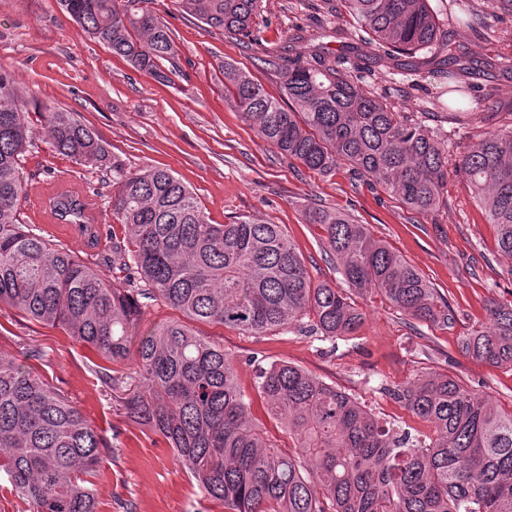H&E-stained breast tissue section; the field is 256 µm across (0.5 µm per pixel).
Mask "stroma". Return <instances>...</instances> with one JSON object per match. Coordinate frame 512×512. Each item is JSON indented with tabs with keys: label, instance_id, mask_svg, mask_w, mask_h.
I'll list each match as a JSON object with an SVG mask.
<instances>
[{
	"label": "stroma",
	"instance_id": "1",
	"mask_svg": "<svg viewBox=\"0 0 512 512\" xmlns=\"http://www.w3.org/2000/svg\"><path fill=\"white\" fill-rule=\"evenodd\" d=\"M179 2L152 5L167 21L177 50L178 72L161 82L90 40L58 0H0V67L14 76L30 122L39 123L46 105L74 113L125 168L171 171L196 193L210 223L256 214L281 225L312 275L338 287L342 276L305 213L312 207L345 211L426 277L456 315L452 326L431 325L373 295L359 301L366 313L362 328L333 341L292 326L272 336H252L199 324V332L231 356L253 417L276 444L293 451L295 439L270 417L257 391L260 368L273 363L308 370L381 421L418 435L430 434L429 425L389 390L433 372L456 377L511 412L512 370L474 362L459 346L472 327L490 328V304L512 303V257L499 251L496 229L463 176L449 171L446 205L419 213L348 167L328 177L315 173L257 136L225 99L222 66L243 69L276 97L279 76L270 62L281 48L307 60L319 51L327 59H342L359 85L447 139L453 165L472 137L512 123V14L500 15L479 33L462 18L491 11L489 0H429L451 53L473 61L475 70L468 74L448 70L424 50L383 61L382 49L349 17L341 0H263L247 41L205 30ZM22 175L28 184L66 177L96 196L100 248L87 251L62 233L54 241L123 284V273L112 267V242L125 232L112 220L111 171L76 164L37 138L24 154ZM0 351L61 390L107 439L94 478L97 512H224L161 438L145 434L126 416L124 399L141 386L135 357L105 363L104 373H96L92 349L60 327L28 320L5 305H0Z\"/></svg>",
	"mask_w": 512,
	"mask_h": 512
}]
</instances>
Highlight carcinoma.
Here are the masks:
<instances>
[{
  "mask_svg": "<svg viewBox=\"0 0 512 512\" xmlns=\"http://www.w3.org/2000/svg\"><path fill=\"white\" fill-rule=\"evenodd\" d=\"M262 0H182L211 30L246 39ZM153 0H60L89 38L161 81L173 58L170 28ZM371 41L394 60L448 49L428 0H343ZM224 94L256 134L282 155L330 176L344 164L390 191L408 208L444 203L448 142L363 89L349 71L318 57L278 70L283 98L233 64ZM29 124L14 78L0 70V304L59 325L107 361L129 353L144 314L136 296L182 315L139 339L144 390L125 401L126 416L162 437L204 494L224 512H512V412L455 377L435 373L393 391L433 427L421 438L397 430L355 399L290 364L260 370L258 391L270 415L296 442L290 454L253 423L224 348L194 322L273 335L307 321L310 332L349 336L366 314L352 295L383 296L412 319L445 327L454 312L430 282L337 209L313 208L346 284L314 280L278 224L241 215L212 224L190 189L164 169L131 171L110 158L98 136L72 113L48 108ZM80 165L112 167V220L126 238L112 242V264L126 287L34 233L19 219L25 193L21 156L35 137ZM458 171L512 256V127L478 137ZM61 224H87L82 202L62 193L52 203ZM493 330L461 337L464 355L512 368V306L489 309ZM104 438L57 388L0 352V473L30 512H96L90 477Z\"/></svg>",
  "mask_w": 512,
  "mask_h": 512,
  "instance_id": "carcinoma-1",
  "label": "carcinoma"
}]
</instances>
